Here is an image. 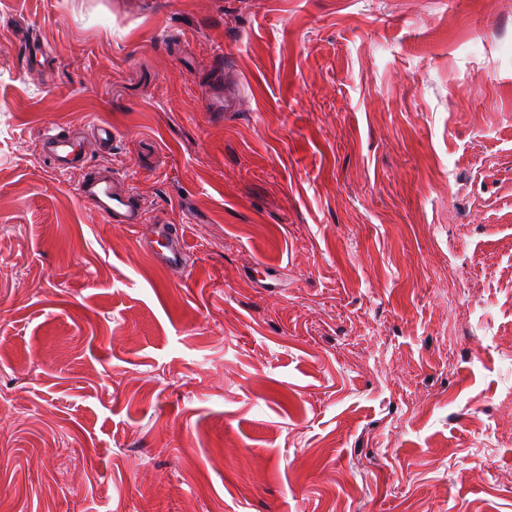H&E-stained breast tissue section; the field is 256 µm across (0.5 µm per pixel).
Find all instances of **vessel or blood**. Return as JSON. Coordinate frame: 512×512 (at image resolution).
<instances>
[{
    "mask_svg": "<svg viewBox=\"0 0 512 512\" xmlns=\"http://www.w3.org/2000/svg\"><path fill=\"white\" fill-rule=\"evenodd\" d=\"M43 149L54 157L57 168H70L74 151L70 139L60 136L56 131H48L43 140ZM80 195L91 209L112 223L136 228L145 222L142 211L133 202L131 187L127 181L115 176L84 178L80 185ZM156 234L163 245L152 249L154 261L175 272L185 271L188 253L182 231H174L169 225L161 224Z\"/></svg>",
    "mask_w": 512,
    "mask_h": 512,
    "instance_id": "b4317fda",
    "label": "vessel or blood"
}]
</instances>
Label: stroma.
<instances>
[{
    "instance_id": "stroma-1",
    "label": "stroma",
    "mask_w": 512,
    "mask_h": 512,
    "mask_svg": "<svg viewBox=\"0 0 512 512\" xmlns=\"http://www.w3.org/2000/svg\"><path fill=\"white\" fill-rule=\"evenodd\" d=\"M0 512H512V0H0ZM43 150L52 155L58 169L67 170L72 163L70 155L74 152L72 142L69 138L60 136L55 130H49L43 140ZM83 201L112 224L138 228L145 224L142 211L134 204L132 189L115 176L84 177L80 185ZM156 234L158 239L155 241L159 243L164 240L162 244L163 249L155 248L153 241L147 239L146 247L152 255L154 261L175 272H184L187 263V249L184 244L183 231L175 229L174 233L171 232L170 225L172 224H156Z\"/></svg>"
}]
</instances>
